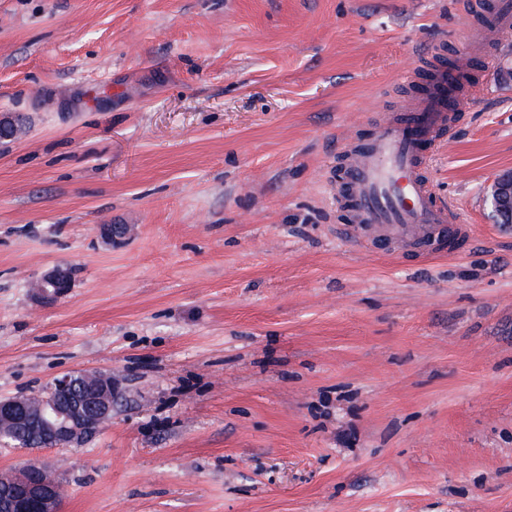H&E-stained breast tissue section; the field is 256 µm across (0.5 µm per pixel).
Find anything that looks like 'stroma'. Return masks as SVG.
<instances>
[{
  "instance_id": "obj_1",
  "label": "stroma",
  "mask_w": 512,
  "mask_h": 512,
  "mask_svg": "<svg viewBox=\"0 0 512 512\" xmlns=\"http://www.w3.org/2000/svg\"><path fill=\"white\" fill-rule=\"evenodd\" d=\"M463 0H0V399L111 374L62 512H512V38L431 159L471 236L342 235L345 136L462 58ZM120 226L116 238L101 232ZM68 267L70 293L34 286ZM489 199L493 211L512 215V171H505L495 178ZM35 300L50 305L65 297L71 288V272L67 267H56L35 285Z\"/></svg>"
}]
</instances>
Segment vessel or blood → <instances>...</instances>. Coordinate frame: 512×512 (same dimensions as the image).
Returning <instances> with one entry per match:
<instances>
[{
	"label": "vessel or blood",
	"instance_id": "b4317fda",
	"mask_svg": "<svg viewBox=\"0 0 512 512\" xmlns=\"http://www.w3.org/2000/svg\"><path fill=\"white\" fill-rule=\"evenodd\" d=\"M462 66L434 72L429 92L411 97L367 140L346 139L336 206L349 210L346 231L366 247L378 243L425 256L451 253L471 232L448 204L437 201L426 168L441 130L463 103Z\"/></svg>",
	"mask_w": 512,
	"mask_h": 512
}]
</instances>
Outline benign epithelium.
Instances as JSON below:
<instances>
[{"mask_svg":"<svg viewBox=\"0 0 512 512\" xmlns=\"http://www.w3.org/2000/svg\"><path fill=\"white\" fill-rule=\"evenodd\" d=\"M493 211L512 213V171L499 174L490 189ZM71 288V272L67 267H56L35 285V300L50 305L65 297ZM87 374L66 373L55 378L48 392H69L72 401L62 404L55 398L12 397L0 399V424L13 426L10 433L0 427V443L19 448L24 443L23 430L27 423V409L38 399L44 436L65 447H75L101 430L112 417V394L119 390L112 375L97 373L98 384L85 385ZM5 484L6 506L9 512H60L61 485L47 464L37 467L24 465L10 475L0 478Z\"/></svg>","mask_w":512,"mask_h":512,"instance_id":"1","label":"benign epithelium"}]
</instances>
